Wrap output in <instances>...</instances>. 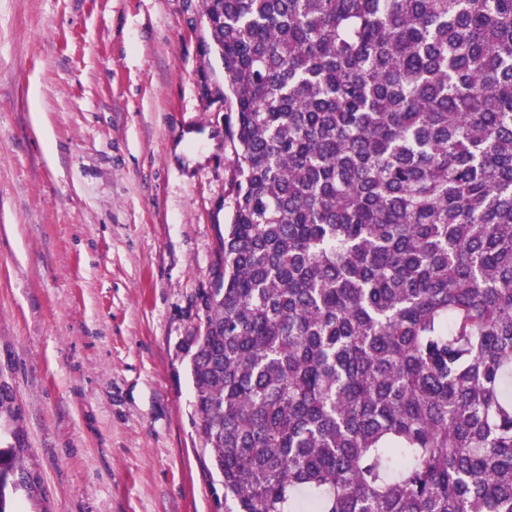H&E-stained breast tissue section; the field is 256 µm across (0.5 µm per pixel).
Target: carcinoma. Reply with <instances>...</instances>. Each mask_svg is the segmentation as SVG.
Listing matches in <instances>:
<instances>
[{
  "label": "carcinoma",
  "instance_id": "carcinoma-1",
  "mask_svg": "<svg viewBox=\"0 0 512 512\" xmlns=\"http://www.w3.org/2000/svg\"><path fill=\"white\" fill-rule=\"evenodd\" d=\"M203 17L235 190L190 363L225 512H512V0Z\"/></svg>",
  "mask_w": 512,
  "mask_h": 512
}]
</instances>
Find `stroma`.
Returning a JSON list of instances; mask_svg holds the SVG:
<instances>
[{"label":"stroma","mask_w":512,"mask_h":512,"mask_svg":"<svg viewBox=\"0 0 512 512\" xmlns=\"http://www.w3.org/2000/svg\"><path fill=\"white\" fill-rule=\"evenodd\" d=\"M202 0H0L10 512H224L190 340L233 210Z\"/></svg>","instance_id":"obj_1"}]
</instances>
